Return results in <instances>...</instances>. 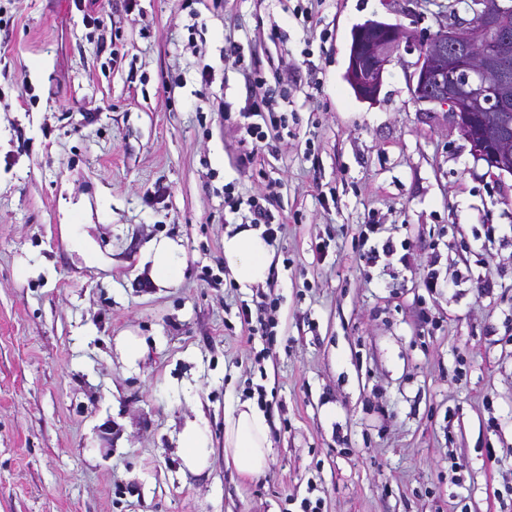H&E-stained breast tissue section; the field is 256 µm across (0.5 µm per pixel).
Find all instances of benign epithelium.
<instances>
[{
  "mask_svg": "<svg viewBox=\"0 0 512 512\" xmlns=\"http://www.w3.org/2000/svg\"><path fill=\"white\" fill-rule=\"evenodd\" d=\"M467 22L457 11L425 43L401 26L368 20L353 28L346 80L357 98L373 101L386 66L401 48L419 52L414 93L446 110L489 172L512 175V123L500 107L512 100V30L507 0H477Z\"/></svg>",
  "mask_w": 512,
  "mask_h": 512,
  "instance_id": "7a95c632",
  "label": "benign epithelium"
}]
</instances>
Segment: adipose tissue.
I'll return each mask as SVG.
<instances>
[{
  "label": "adipose tissue",
  "instance_id": "adipose-tissue-1",
  "mask_svg": "<svg viewBox=\"0 0 512 512\" xmlns=\"http://www.w3.org/2000/svg\"><path fill=\"white\" fill-rule=\"evenodd\" d=\"M180 246L171 239L151 241L146 260L157 286H176L180 280ZM274 250L256 228H244L224 237V264L234 281L246 288L266 280ZM271 454L269 427L263 410L252 401L237 404L224 421V460L243 477L267 471Z\"/></svg>",
  "mask_w": 512,
  "mask_h": 512
}]
</instances>
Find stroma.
<instances>
[{
  "instance_id": "35a3bbf8",
  "label": "stroma",
  "mask_w": 512,
  "mask_h": 512,
  "mask_svg": "<svg viewBox=\"0 0 512 512\" xmlns=\"http://www.w3.org/2000/svg\"><path fill=\"white\" fill-rule=\"evenodd\" d=\"M453 10L473 0H0V512H288L309 493L324 512H512V176L416 98L417 52L375 101L345 78L355 25L423 41ZM263 95L286 127L251 162L238 125ZM274 181L269 278L233 286L224 236L249 211L224 186ZM371 220L395 248L375 263ZM159 238L182 247L172 288L142 264ZM267 293L276 336L248 338L238 312ZM127 331L148 347L133 369ZM256 385L272 460L247 479L224 418ZM189 421L210 438L197 474ZM75 224H66V236L71 238V241L79 253L84 257L85 262L93 266L98 261V254L92 238L80 231ZM116 348L123 363L135 368L145 354L146 343L141 337L128 332L116 342ZM180 458L184 471L198 473L209 466L210 450L207 436L195 424H188L180 434Z\"/></svg>"
}]
</instances>
